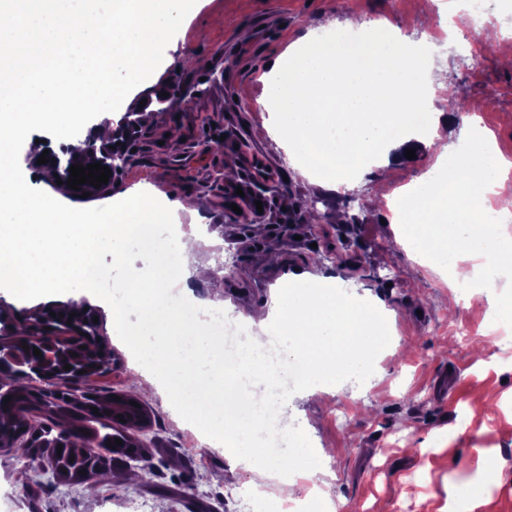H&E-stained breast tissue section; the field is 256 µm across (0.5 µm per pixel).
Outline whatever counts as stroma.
Instances as JSON below:
<instances>
[{
    "instance_id": "35a3bbf8",
    "label": "stroma",
    "mask_w": 512,
    "mask_h": 512,
    "mask_svg": "<svg viewBox=\"0 0 512 512\" xmlns=\"http://www.w3.org/2000/svg\"><path fill=\"white\" fill-rule=\"evenodd\" d=\"M415 15L420 21L407 35L426 47L432 81L478 116L512 158V68L493 48L502 37L497 24L438 46L432 42L440 34L437 17L423 0H198L189 23L160 50L146 87L130 93L113 118L133 112L148 120L159 109L156 92L173 81L196 86L191 106L152 125L107 188L87 197L62 189L57 195L93 208L146 186L165 200H202L198 258L218 285L199 284L195 292L223 302L231 315L257 319L273 289L301 272L381 299L396 314L380 356L382 379L370 388L355 383L306 395L286 379L251 382L256 400H277L265 443L286 448L300 438L323 450L326 491L351 512H440L450 481L482 486L485 504L477 512H512V327L501 338L491 332L485 294L465 297L448 288L395 243L388 209L368 203L376 180L397 187L427 172L432 149L420 148L414 158L373 170L337 193L291 165L276 137L256 133L267 104L264 78L289 45L331 23L399 27ZM207 131L223 136L221 151H207ZM236 188L242 196L230 197ZM317 197L355 217V226L302 218L298 201ZM257 201L262 211H253ZM348 235L364 245L355 266L344 261ZM314 245L329 248L328 257L314 260ZM84 305L97 316L98 336L112 355L109 371L91 377L87 388L131 394L139 374L112 340L111 304L88 299ZM146 403L152 424L139 435L147 445L146 477L117 466L89 496L81 484L53 487L38 465L0 451V489L11 494L0 512H130L138 500L147 501L150 512H189L193 495L211 512H255L239 488L261 481L278 495L276 480L182 428L163 395L151 394ZM480 448L494 455L495 465L479 475L473 459Z\"/></svg>"
}]
</instances>
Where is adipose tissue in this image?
I'll list each match as a JSON object with an SVG mask.
<instances>
[{
  "label": "adipose tissue",
  "mask_w": 512,
  "mask_h": 512,
  "mask_svg": "<svg viewBox=\"0 0 512 512\" xmlns=\"http://www.w3.org/2000/svg\"><path fill=\"white\" fill-rule=\"evenodd\" d=\"M192 0H0V154L12 153L25 131L28 150L56 151L87 135L105 136L114 108L154 72L158 51L189 16ZM329 39L298 44L270 70L268 133L280 139L291 163L331 191L350 175L389 164L391 146L425 142L432 169L399 190L382 184L391 204L395 240L450 282L482 286L512 279V159L481 132L462 147L448 143L440 112L415 103L436 97L421 82L424 62L401 29L330 28ZM89 114L83 127L76 112ZM45 170L0 180V285L17 298L51 303L59 289L99 294L96 258L110 252L116 265L136 254L147 275L137 282L112 277V333L126 343L152 386L174 398L179 420L207 444L233 449L250 469L291 458L299 480L320 469L310 448L264 447L256 438L267 417L247 388L261 376L287 377L323 391L377 371L378 327L343 289L307 275L273 291L260 330L238 347L224 344V325L201 319L195 281L209 266L189 268L192 235L155 233L148 191L122 195L121 209L99 203L96 215L49 194L33 192ZM135 313L137 325L125 318ZM279 338L277 361L266 355ZM299 480H284L285 502Z\"/></svg>",
  "instance_id": "adipose-tissue-1"
}]
</instances>
